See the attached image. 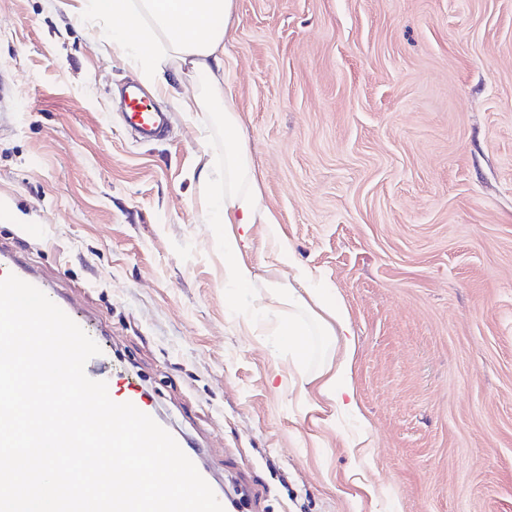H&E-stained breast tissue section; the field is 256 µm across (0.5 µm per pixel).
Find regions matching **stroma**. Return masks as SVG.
Returning a JSON list of instances; mask_svg holds the SVG:
<instances>
[{
  "instance_id": "1",
  "label": "stroma",
  "mask_w": 512,
  "mask_h": 512,
  "mask_svg": "<svg viewBox=\"0 0 512 512\" xmlns=\"http://www.w3.org/2000/svg\"><path fill=\"white\" fill-rule=\"evenodd\" d=\"M102 31L87 0H0V245L107 332L224 512H512V0H235L227 101L351 314L357 416L299 394L336 347L282 345L265 225L252 283L224 273L218 114L161 96L169 130L140 140L120 99L143 74Z\"/></svg>"
}]
</instances>
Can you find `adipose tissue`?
<instances>
[{
  "mask_svg": "<svg viewBox=\"0 0 512 512\" xmlns=\"http://www.w3.org/2000/svg\"><path fill=\"white\" fill-rule=\"evenodd\" d=\"M94 9L109 25L104 36L114 55L141 67L145 78L162 93L172 86L166 70L191 77L205 74L207 89L181 99L183 111H212L226 99L224 90V40L233 18L234 0H94ZM224 124V209L227 224H263L276 240L278 261L288 267L287 281L269 287L273 302L287 309L281 327L290 347L304 352L311 332L329 337L336 355L321 371L301 378V385H315L320 399L341 412H358L352 384L357 341L347 307L336 293L310 285L311 274L293 249L282 241L279 228L270 223L261 205L252 158L242 134L238 112L226 109Z\"/></svg>",
  "mask_w": 512,
  "mask_h": 512,
  "instance_id": "adipose-tissue-1",
  "label": "adipose tissue"
}]
</instances>
